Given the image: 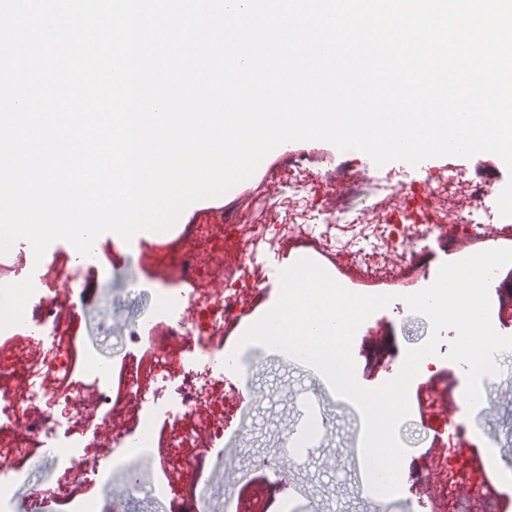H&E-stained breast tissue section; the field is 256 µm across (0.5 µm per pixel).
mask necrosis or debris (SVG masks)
Wrapping results in <instances>:
<instances>
[{
    "label": "necrosis or debris",
    "mask_w": 512,
    "mask_h": 512,
    "mask_svg": "<svg viewBox=\"0 0 512 512\" xmlns=\"http://www.w3.org/2000/svg\"><path fill=\"white\" fill-rule=\"evenodd\" d=\"M288 174L293 191L276 205L325 224L313 251H335L340 232L377 247L394 241L401 266L421 279L431 237L447 242L461 230L475 237L483 225L504 221L485 204L491 181L457 169L431 171L423 187L405 192L403 211L388 224L353 229L345 212L327 211L317 201L328 174L302 158L289 164ZM287 230L284 224L199 220L142 252L141 264L161 271L166 293L147 333L128 332L138 358L117 369L85 348L66 310L62 293L86 279V266L63 251L39 261L28 248L0 254V297L11 302L0 316V459L8 463L0 469V512L12 507L26 480L22 466L38 451L56 462L86 461L85 482L101 481L104 474L94 465L105 436L99 424L119 415L124 423L106 434L113 469H125L132 456L159 460L165 480L152 493L168 500V512H201L208 479L202 451L223 442L226 420L237 410L236 391L224 380L225 336L259 287L258 246H279ZM33 268L39 288L32 303L20 283Z\"/></svg>",
    "instance_id": "obj_1"
}]
</instances>
